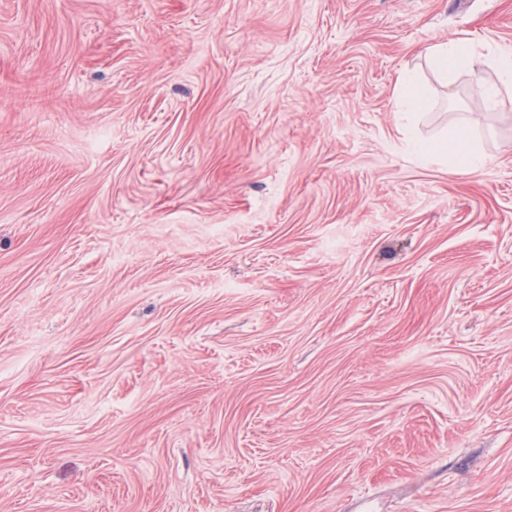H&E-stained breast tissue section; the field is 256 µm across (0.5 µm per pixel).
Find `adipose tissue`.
<instances>
[{"label": "adipose tissue", "mask_w": 512, "mask_h": 512, "mask_svg": "<svg viewBox=\"0 0 512 512\" xmlns=\"http://www.w3.org/2000/svg\"><path fill=\"white\" fill-rule=\"evenodd\" d=\"M428 63L446 81H454L457 74L467 72L475 75L476 92L481 95L489 106H498L501 102L500 88L512 85V52L498 54L492 61L498 81L490 84L479 80L477 74L481 60L475 53L472 44L465 39H452L429 50ZM413 152L418 159L425 160L434 155L447 157L454 171L474 174L479 172L486 163L484 153L470 140L466 127L454 129L449 138L438 142L422 139L415 140Z\"/></svg>", "instance_id": "1"}]
</instances>
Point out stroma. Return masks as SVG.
<instances>
[{
    "instance_id": "obj_1",
    "label": "stroma",
    "mask_w": 512,
    "mask_h": 512,
    "mask_svg": "<svg viewBox=\"0 0 512 512\" xmlns=\"http://www.w3.org/2000/svg\"><path fill=\"white\" fill-rule=\"evenodd\" d=\"M451 38L496 81L512 0H0V512H512V102ZM462 125L479 175L408 148ZM429 66L438 72L451 85L457 74L469 72L474 77L476 92L490 107L501 103L500 85H512V52H501L492 61L498 83L489 84L481 80L479 69L481 60L472 44L465 39H448V43L438 45L428 51ZM426 97V89L413 71H405L400 77L398 99L407 112L418 110Z\"/></svg>"
}]
</instances>
